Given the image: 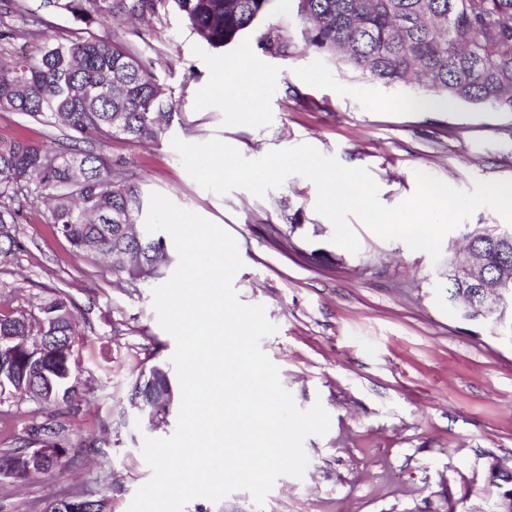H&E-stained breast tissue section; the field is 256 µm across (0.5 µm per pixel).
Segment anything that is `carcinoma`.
Returning a JSON list of instances; mask_svg holds the SVG:
<instances>
[{
  "instance_id": "1",
  "label": "carcinoma",
  "mask_w": 512,
  "mask_h": 512,
  "mask_svg": "<svg viewBox=\"0 0 512 512\" xmlns=\"http://www.w3.org/2000/svg\"><path fill=\"white\" fill-rule=\"evenodd\" d=\"M272 0H41L30 9L0 0V14H20L3 24L0 41L24 40L30 53L0 60V111L56 127L70 147L49 154L17 139L0 149V198L43 199L51 224L85 264L107 260L115 282L156 279L171 263L162 238L140 227L144 195L138 183L112 175L102 153L82 145L157 142L173 116L172 96L135 44L112 31L126 19L152 27L176 9L190 32L221 51L264 22ZM303 24V51L343 64L386 86L415 84V107L470 104L512 112V0H294ZM69 16V34L44 38L40 9ZM259 40L265 52L292 55L288 36ZM469 241L485 252L487 274L512 264V234L475 229ZM0 245H19L14 210L0 205ZM474 282L448 266V300L471 294ZM46 336L33 356L20 347L0 353V385L17 394L34 383L38 403L55 407L75 392L73 356L78 332L68 299L52 298L38 312L0 313V336ZM168 368L149 369L131 384L130 405L150 410L168 393ZM53 452L48 466L66 455L58 432L33 426ZM101 500L72 496L45 512H104Z\"/></svg>"
}]
</instances>
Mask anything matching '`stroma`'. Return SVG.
<instances>
[{"mask_svg":"<svg viewBox=\"0 0 512 512\" xmlns=\"http://www.w3.org/2000/svg\"><path fill=\"white\" fill-rule=\"evenodd\" d=\"M271 24L287 32L293 57L256 51ZM302 46L296 10L283 0H273L268 24L221 52L168 14L137 43L172 93L167 136L156 144L115 140L104 150L114 172L133 176L143 193H162L236 238L239 299L264 305L278 327L262 349L300 409L319 401L331 417L326 435L304 441L303 478L280 477L263 508L237 491L216 503L194 499L183 512H493L499 489L489 466L512 469V346L498 340L496 326L449 304L447 270L465 234L504 227L503 218L477 209L444 237L436 262L354 218V254L331 243L310 180L290 176L262 198L244 189L220 195L190 177L171 140L215 137L249 159L308 143L367 168L380 201L392 206L415 192L419 171L468 191L478 180H512V113L414 108L415 85L371 82ZM252 77L256 98L228 105L225 84ZM0 137L54 152L67 145L59 129L14 112H0ZM296 212L293 230L287 217ZM270 224L292 237L271 239ZM18 239V250L0 256V309L24 312L68 297L80 332L78 391L56 407L0 397V452L33 447L30 428L41 424L66 449L62 468L33 481L0 474V512H44L49 500L76 492L104 501L105 512H127L151 476L144 438L170 436L177 422L152 426L127 400L135 378L170 364L175 350L152 305L155 283L116 284L109 268L85 265L38 201L23 210Z\"/></svg>","mask_w":512,"mask_h":512,"instance_id":"stroma-1","label":"stroma"}]
</instances>
